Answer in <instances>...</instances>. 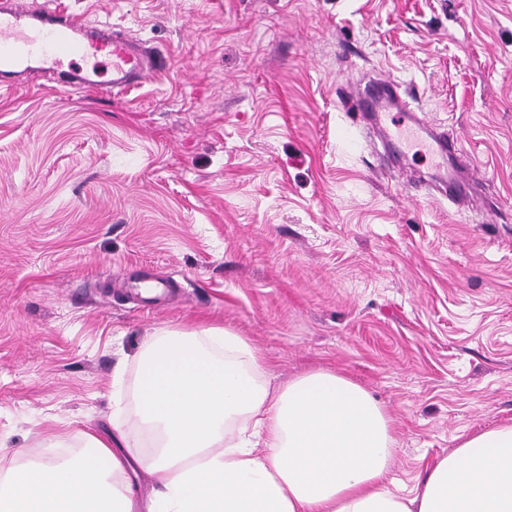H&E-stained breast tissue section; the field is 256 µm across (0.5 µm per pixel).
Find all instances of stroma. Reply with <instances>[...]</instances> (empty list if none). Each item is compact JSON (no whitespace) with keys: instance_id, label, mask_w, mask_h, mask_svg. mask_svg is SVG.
I'll use <instances>...</instances> for the list:
<instances>
[{"instance_id":"35a3bbf8","label":"stroma","mask_w":512,"mask_h":512,"mask_svg":"<svg viewBox=\"0 0 512 512\" xmlns=\"http://www.w3.org/2000/svg\"><path fill=\"white\" fill-rule=\"evenodd\" d=\"M45 2L169 67L114 95L0 85V457L142 441L135 358L161 328L232 329L276 383L346 374L407 491L512 425V0ZM368 71L460 142L462 204L435 157L403 179L354 123L339 92ZM144 272L169 294L126 287Z\"/></svg>"}]
</instances>
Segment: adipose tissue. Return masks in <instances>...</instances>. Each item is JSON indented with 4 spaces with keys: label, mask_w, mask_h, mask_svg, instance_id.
I'll return each instance as SVG.
<instances>
[{
    "label": "adipose tissue",
    "mask_w": 512,
    "mask_h": 512,
    "mask_svg": "<svg viewBox=\"0 0 512 512\" xmlns=\"http://www.w3.org/2000/svg\"><path fill=\"white\" fill-rule=\"evenodd\" d=\"M135 415L153 492L124 432L69 462L0 471V512H512V426L466 438L414 493L385 482L392 420L333 370L272 385L236 332L163 329L136 358Z\"/></svg>",
    "instance_id": "1"
}]
</instances>
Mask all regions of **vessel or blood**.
I'll use <instances>...</instances> for the list:
<instances>
[{
  "label": "vessel or blood",
  "instance_id": "1",
  "mask_svg": "<svg viewBox=\"0 0 512 512\" xmlns=\"http://www.w3.org/2000/svg\"><path fill=\"white\" fill-rule=\"evenodd\" d=\"M107 52L112 64L109 89L121 92L143 82L161 69L159 60L142 52L123 32L105 26L90 29L81 16L45 5H24L20 0H0V77L16 70L32 71L52 78L63 63ZM396 81H373L351 96L350 109L369 119L386 142L401 144L399 132L388 127L386 118L397 106ZM439 158L457 161L448 174L449 201H456L476 180L473 164L463 161L460 144L440 135L432 146Z\"/></svg>",
  "mask_w": 512,
  "mask_h": 512
}]
</instances>
